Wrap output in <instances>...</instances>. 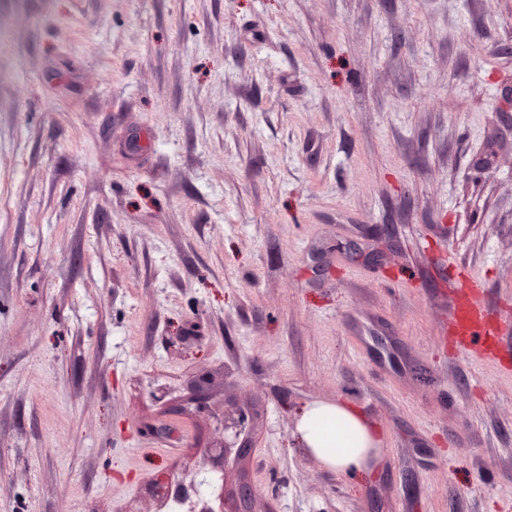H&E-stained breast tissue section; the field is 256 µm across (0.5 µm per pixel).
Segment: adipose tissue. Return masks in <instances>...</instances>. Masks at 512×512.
<instances>
[{"instance_id":"1","label":"adipose tissue","mask_w":512,"mask_h":512,"mask_svg":"<svg viewBox=\"0 0 512 512\" xmlns=\"http://www.w3.org/2000/svg\"><path fill=\"white\" fill-rule=\"evenodd\" d=\"M303 445L328 469L366 475L379 455L373 424L355 408L340 403H315L297 426Z\"/></svg>"}]
</instances>
